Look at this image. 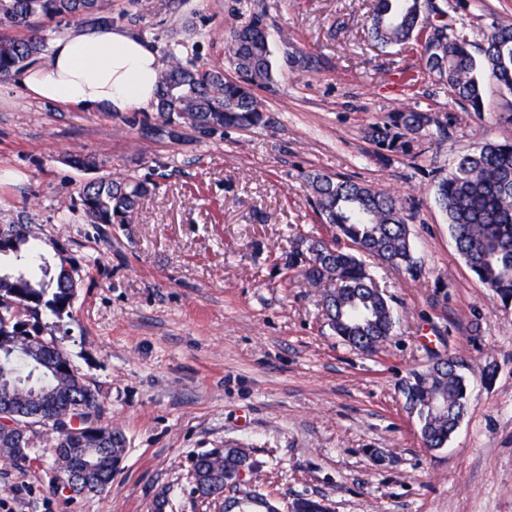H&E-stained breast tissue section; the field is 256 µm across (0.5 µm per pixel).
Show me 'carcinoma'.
<instances>
[{
  "label": "carcinoma",
  "instance_id": "obj_1",
  "mask_svg": "<svg viewBox=\"0 0 512 512\" xmlns=\"http://www.w3.org/2000/svg\"><path fill=\"white\" fill-rule=\"evenodd\" d=\"M447 13L435 0H371L369 34L382 47L421 46L428 73L447 87L463 106L486 110L479 75L488 76L512 92V24L496 23L485 35L480 57L462 30L440 27L437 17ZM76 22L89 29H107L112 17L106 0H0V82L29 68L47 48L45 24ZM238 78L224 76L216 66L197 65L182 54L168 53L156 85L158 119L142 128L149 139H176L189 127L204 136L227 128L249 130L265 123V107L255 89L272 80L268 32L252 16L237 25L226 43ZM434 124L425 112L399 108L388 120L372 127L369 140L389 153L408 155L414 140ZM313 204L323 223L336 228V237L351 243L343 249L332 240L295 237L290 240L285 269L308 283L324 288L323 309L327 325L355 350L372 355L393 335V306L368 272L362 256L368 255L408 272L416 270L410 238V214L403 200L390 192L321 172L306 175ZM152 190L145 180L100 178L82 189L81 202L92 224H126L140 200ZM437 204L447 218L458 255L477 279L504 304L512 303V142L485 141L460 156L437 186ZM29 224H5L2 236L14 237L8 252L18 267L0 272V336L26 329L38 345L35 359L10 357L0 346V392L16 397V406L30 417L21 421L24 438L0 450L15 465L31 461V428L50 429L48 450L59 456L63 444L57 427L71 420L101 423L98 391L79 376L70 383L55 369L64 349L42 334L41 314L47 308L56 316L72 303L73 278L64 262L54 265L39 252ZM461 359L448 356L401 383L400 393L410 416L417 419L427 448L445 447L467 411L466 377ZM104 438L91 449L92 470L103 468L112 456V441L124 435L104 426ZM240 460L224 452L197 455L196 474L204 482L192 493L198 498H224V508L242 494L259 503L267 495L240 482Z\"/></svg>",
  "mask_w": 512,
  "mask_h": 512
}]
</instances>
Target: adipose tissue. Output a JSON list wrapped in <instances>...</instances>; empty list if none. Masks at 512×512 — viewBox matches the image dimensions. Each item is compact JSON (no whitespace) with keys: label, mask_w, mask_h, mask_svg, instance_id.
<instances>
[{"label":"adipose tissue","mask_w":512,"mask_h":512,"mask_svg":"<svg viewBox=\"0 0 512 512\" xmlns=\"http://www.w3.org/2000/svg\"><path fill=\"white\" fill-rule=\"evenodd\" d=\"M162 67L158 50L139 37L78 28L56 38L18 82L33 99L79 112H135L154 102Z\"/></svg>","instance_id":"obj_1"}]
</instances>
